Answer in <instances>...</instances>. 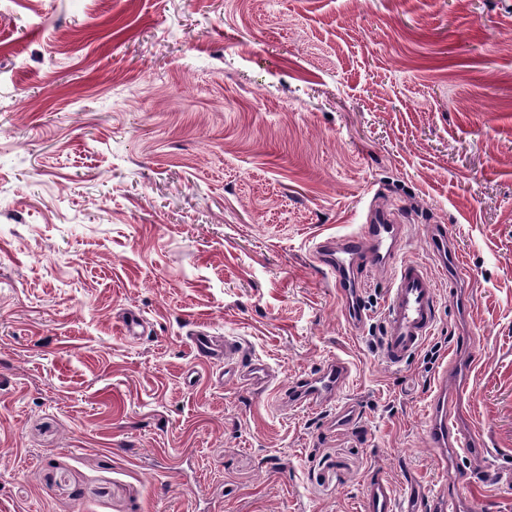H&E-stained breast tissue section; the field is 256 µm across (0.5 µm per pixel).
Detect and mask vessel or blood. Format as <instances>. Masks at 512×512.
<instances>
[{"label":"vessel or blood","instance_id":"vessel-or-blood-1","mask_svg":"<svg viewBox=\"0 0 512 512\" xmlns=\"http://www.w3.org/2000/svg\"><path fill=\"white\" fill-rule=\"evenodd\" d=\"M403 227L395 213L380 208L371 210L364 224L355 232L339 237L328 236L315 242L314 255L318 264L328 269L351 321L365 319L355 282L360 270L393 269L394 275L386 306V335L383 357L389 366L407 362L433 333L437 320L438 293L435 280L421 260L397 262L402 243ZM428 240L432 253L448 268V278L458 285L466 280V270L448 248L446 229L431 226ZM190 341L198 360L206 365L223 364V377L239 381L260 391H267L273 374L259 360L245 358L237 341L212 334L206 329L195 330ZM350 376L347 362L338 357L328 359L314 374L289 384L283 396L289 404L308 408L323 407L335 401ZM433 406L439 417L431 422L427 442L441 452L459 448L467 453L479 452L481 439L474 431H461L455 413L446 406L443 395H435ZM469 492V483L461 479L448 494L427 498L426 512H460ZM364 512H400L395 490L388 479L376 475L368 479L364 497Z\"/></svg>","mask_w":512,"mask_h":512}]
</instances>
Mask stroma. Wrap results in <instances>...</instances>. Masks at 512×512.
Returning a JSON list of instances; mask_svg holds the SVG:
<instances>
[{
	"label": "stroma",
	"mask_w": 512,
	"mask_h": 512,
	"mask_svg": "<svg viewBox=\"0 0 512 512\" xmlns=\"http://www.w3.org/2000/svg\"><path fill=\"white\" fill-rule=\"evenodd\" d=\"M376 206L436 279L432 369L383 360L391 272L357 324L312 252ZM203 326L275 390L344 359L357 421L187 387ZM444 370L485 454L427 445ZM376 474L512 512V0H0V512H363ZM441 228L437 225L430 228L428 240L431 252L441 261L444 267L448 266V279L454 285V288H449L448 293L455 297L456 302L464 305L465 296L459 294L456 287L466 281V269L456 259L455 253L448 250V232L445 226H441Z\"/></svg>",
	"instance_id": "obj_1"
}]
</instances>
